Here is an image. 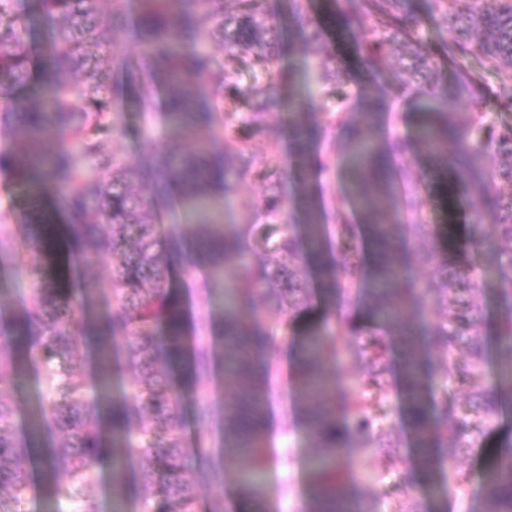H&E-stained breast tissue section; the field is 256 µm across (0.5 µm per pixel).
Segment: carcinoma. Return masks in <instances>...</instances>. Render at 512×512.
Listing matches in <instances>:
<instances>
[{
  "label": "carcinoma",
  "instance_id": "1",
  "mask_svg": "<svg viewBox=\"0 0 512 512\" xmlns=\"http://www.w3.org/2000/svg\"><path fill=\"white\" fill-rule=\"evenodd\" d=\"M34 0L33 10L53 23L50 39L35 50L25 38L27 20L14 0H0V130L22 134L15 150L0 152V173L12 172L24 205L21 215L0 213V279L15 244L39 251L53 235L34 180L51 183L58 208L71 218V236L86 256L112 257V304L119 319L95 318L84 325L92 288L70 287L66 275L35 265L30 279L35 304L6 322L0 317V512L34 485L76 505L74 512H99L89 487L104 467L105 431L112 434L114 512H123L128 478L153 492L149 512H199L203 496L209 512H224V454L239 467L236 494L249 512H270L263 477L273 462L263 417L268 381L284 347L300 343L303 354L293 368V393L302 401L309 444L304 456L308 512H378L368 491V460L377 455L388 468L401 460L396 428L386 403L393 394L403 402L409 433L420 449L411 474L398 486L406 496L426 489L427 503L398 512H443L441 500L452 486L466 493L472 474L451 467L455 459L484 447L512 411V129H498L481 108L482 88L473 74L478 62L494 72L503 95L498 104L512 110V0H430V9L448 30L443 48L457 75L455 94L439 99L424 113L413 139H382L383 95L346 94L315 122L292 119L293 171L304 212V236L287 217L280 175L281 150L274 140L261 154L249 152L252 138L265 133L278 104L271 79L247 87H227L220 43L229 51L251 52L269 72L279 56L269 36L274 18L263 0H238L229 15L226 0ZM343 26L364 31L367 66L381 68L392 47L410 51L412 64L401 66L396 84L412 95L432 85L411 87L406 70H437L440 51L419 35L411 0H334ZM297 38L307 59L306 78L318 87L346 75L324 41L319 23L295 11ZM112 31V48L104 41ZM141 48L132 56L114 55L119 40ZM212 81L217 92L244 100L240 114L199 104L200 86ZM36 85V100L20 94ZM134 91L146 109L164 99L169 147L146 143L135 163L120 160L109 142L123 133L111 123L113 93ZM192 135L196 152L181 150ZM414 153L438 166L450 156L456 182L481 201L465 244L443 250L432 225H411L412 248L398 238L401 190L420 181L398 157ZM349 161L345 198L360 205L366 225L346 216L344 202L321 223L318 186ZM262 186L266 223L252 229L245 248L235 230L223 224V210L239 183ZM179 203L200 214L195 235L166 238L157 230L159 202L172 190ZM492 224L487 240L484 222ZM106 224L101 237L96 225ZM368 233L376 256L374 279L365 283L360 250ZM190 254L211 275L199 292L211 307L197 333L186 334L182 294L169 288L173 261ZM432 268L431 277L413 268ZM320 277L312 288L308 269ZM495 287L502 308L495 338L498 372L486 381L489 347L483 332L484 307L478 296ZM428 306L436 317L420 332L392 325ZM260 307L266 327L243 324L239 314ZM99 345L102 387H110L114 359L123 358L131 384L121 398L89 400L82 379L59 376L55 363L74 356L89 338ZM349 354L361 367L349 387L337 384L336 358ZM41 362L50 394L39 399V424L27 438L14 432L19 412L16 394L25 365ZM453 382L464 398L435 390ZM231 393L196 402V420L215 429L218 448L190 454L185 444L182 390L207 392L213 384ZM59 441L46 443L43 426ZM208 486L190 482L186 471L207 462ZM484 512H512V436L490 451L485 469ZM356 490L355 508L345 496Z\"/></svg>",
  "mask_w": 512,
  "mask_h": 512
}]
</instances>
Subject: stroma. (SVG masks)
Here are the masks:
<instances>
[{
	"label": "stroma",
	"instance_id": "35a3bbf8",
	"mask_svg": "<svg viewBox=\"0 0 512 512\" xmlns=\"http://www.w3.org/2000/svg\"><path fill=\"white\" fill-rule=\"evenodd\" d=\"M302 7L310 15L317 17L325 26L326 43L334 53L336 61L347 76L345 84L327 85L323 91L315 92L310 98L301 100L292 97L291 90L295 73L301 66L304 55L295 45L289 21L290 0H266L267 10L278 23L277 39L283 49L279 80L280 108L271 115L264 137L252 140L253 152H261L266 139L279 140L283 156H290L291 143L288 137L289 112H305L309 117H316L335 104L338 95L361 91L375 93L389 91L394 85V71L386 66L379 70H370L363 58L361 44L363 34L359 30L343 29L331 16L329 0H300ZM415 11L420 18V29L424 36L438 48L436 58L438 65V89L447 94L454 88V77L448 58L441 49L449 36L445 29L436 25L428 0H412ZM435 99L424 98L416 103H407L405 97H393L389 116L385 122L387 136L412 134L417 120L422 113L432 111ZM114 118L123 129L113 147L125 161L134 162L140 157L144 148L140 131L143 118L137 109V102L131 94H124L113 102ZM425 215L430 223L439 228L440 236H452L456 243H464L468 237L469 226L474 215L479 211L478 200L468 197L455 183L451 174L425 176ZM261 187L251 183L243 186L235 200L224 209V222L231 228L244 230L247 225L263 221L260 207ZM42 206L50 214V221L55 226V233L46 245L42 261L57 262L67 257H76L80 247L75 243L67 228V220L53 211V189L44 186L41 193ZM30 253H22L20 259L8 266L4 280L0 281V316L19 315L32 305L34 296L32 287L26 278L25 265L33 261ZM110 260L106 254L95 255L89 264L76 266L74 281H85L95 290L93 300L98 309L108 310L112 307ZM277 462L267 476V490L274 512H304L305 488L301 473V456L307 445V434L300 428H290L288 435H275L271 438ZM459 468L471 471L475 479L466 496L448 492L447 512H483L482 485L480 476L486 468V457L482 450L463 456L457 462Z\"/></svg>",
	"mask_w": 512,
	"mask_h": 512
}]
</instances>
